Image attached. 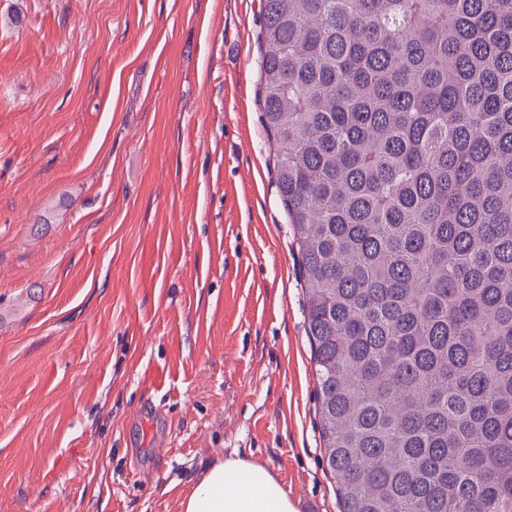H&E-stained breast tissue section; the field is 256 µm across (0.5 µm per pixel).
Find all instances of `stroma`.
Here are the masks:
<instances>
[{
	"mask_svg": "<svg viewBox=\"0 0 512 512\" xmlns=\"http://www.w3.org/2000/svg\"><path fill=\"white\" fill-rule=\"evenodd\" d=\"M262 28L259 0H0V512H180L232 454L340 512Z\"/></svg>",
	"mask_w": 512,
	"mask_h": 512,
	"instance_id": "1",
	"label": "stroma"
}]
</instances>
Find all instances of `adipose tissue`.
Returning <instances> with one entry per match:
<instances>
[{
	"mask_svg": "<svg viewBox=\"0 0 512 512\" xmlns=\"http://www.w3.org/2000/svg\"><path fill=\"white\" fill-rule=\"evenodd\" d=\"M181 512H299L282 484L262 465L239 456L207 462Z\"/></svg>",
	"mask_w": 512,
	"mask_h": 512,
	"instance_id": "1",
	"label": "adipose tissue"
}]
</instances>
